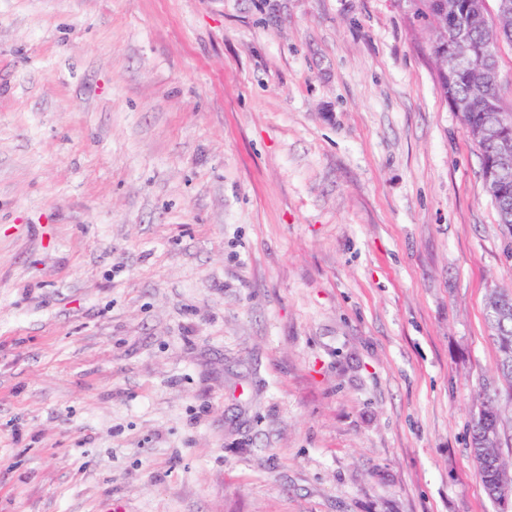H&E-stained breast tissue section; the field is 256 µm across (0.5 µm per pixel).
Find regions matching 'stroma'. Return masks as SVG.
<instances>
[{"instance_id":"1","label":"stroma","mask_w":512,"mask_h":512,"mask_svg":"<svg viewBox=\"0 0 512 512\" xmlns=\"http://www.w3.org/2000/svg\"><path fill=\"white\" fill-rule=\"evenodd\" d=\"M408 0H0V512H495L512 236ZM487 319L497 344L498 371L512 384V285L495 290L487 302ZM506 412L512 417V404L507 409L501 403L499 392L485 389L470 425V451L478 466L484 490L493 503L492 496L500 483L507 478L512 480L508 465L501 456L502 426ZM496 429L499 431L498 439Z\"/></svg>"}]
</instances>
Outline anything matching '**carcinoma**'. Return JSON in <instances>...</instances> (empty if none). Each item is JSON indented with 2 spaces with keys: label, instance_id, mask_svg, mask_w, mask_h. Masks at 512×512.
Here are the masks:
<instances>
[{
  "label": "carcinoma",
  "instance_id": "1",
  "mask_svg": "<svg viewBox=\"0 0 512 512\" xmlns=\"http://www.w3.org/2000/svg\"><path fill=\"white\" fill-rule=\"evenodd\" d=\"M457 2L459 8L451 23L456 30L466 33V53L471 63L448 60L439 69L440 86L449 101H467V109L462 113L466 130L480 150L481 172L491 168L496 175L499 193L494 206L499 223L512 234V162L501 165L497 148L499 137L512 139V116L503 113L500 106L495 76L484 73L478 64L479 58L485 56L487 44L501 41L512 46V13L501 15L496 24L489 25L469 14L468 0ZM487 319L498 348V371L512 384V285L492 292L487 302ZM508 413L512 414V405L503 406L500 393L486 389L470 425V451L489 497L509 478L508 465L501 456L503 438L495 436Z\"/></svg>",
  "mask_w": 512,
  "mask_h": 512
}]
</instances>
